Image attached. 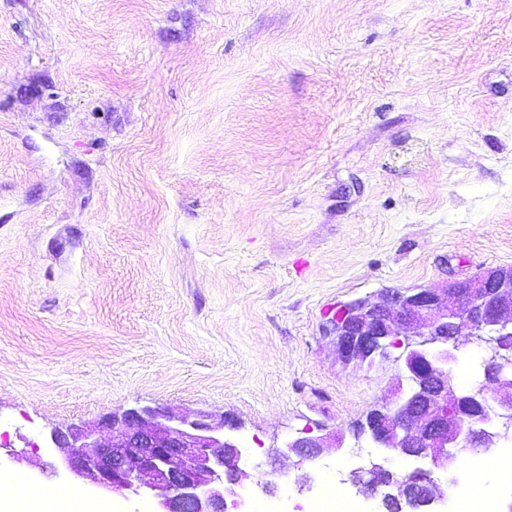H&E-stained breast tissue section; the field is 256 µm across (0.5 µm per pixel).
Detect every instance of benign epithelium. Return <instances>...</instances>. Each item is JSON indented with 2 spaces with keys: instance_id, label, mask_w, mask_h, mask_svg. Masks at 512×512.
Instances as JSON below:
<instances>
[{
  "instance_id": "benign-epithelium-1",
  "label": "benign epithelium",
  "mask_w": 512,
  "mask_h": 512,
  "mask_svg": "<svg viewBox=\"0 0 512 512\" xmlns=\"http://www.w3.org/2000/svg\"><path fill=\"white\" fill-rule=\"evenodd\" d=\"M336 362L369 365L399 351L398 375L414 374L405 391L395 382V397L369 409L358 428L398 458L427 460L431 468L399 476L398 512L436 503L432 469L454 466L463 449L489 448L512 431V349L496 352L489 362L493 395L464 391L449 377L461 329L471 336H493L512 325V267L492 268L473 277L454 278L442 286L408 290L389 288L378 299L349 303L332 318ZM112 439L102 440L103 430ZM231 419L207 415L179 417L163 408L140 407L112 413L95 422L53 431L48 445L62 453L57 472L75 481L125 498L151 500L155 512H228L226 495H237L248 473ZM345 435L301 436L284 442L290 454L310 460L322 448H339ZM383 466L358 470L360 491L381 496L389 505Z\"/></svg>"
}]
</instances>
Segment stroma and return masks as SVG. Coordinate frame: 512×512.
I'll return each mask as SVG.
<instances>
[{"label": "stroma", "instance_id": "stroma-1", "mask_svg": "<svg viewBox=\"0 0 512 512\" xmlns=\"http://www.w3.org/2000/svg\"><path fill=\"white\" fill-rule=\"evenodd\" d=\"M512 266V0H0V473L57 502L52 429L229 416L243 512L358 495L350 431L392 363L337 364V307ZM344 442L345 435L335 431L328 436H301L294 440H287L284 442V446L272 448L271 452L276 457L290 459V455L279 449L287 448L289 452L294 453L300 459L310 460L319 454L320 448H340Z\"/></svg>", "mask_w": 512, "mask_h": 512}]
</instances>
